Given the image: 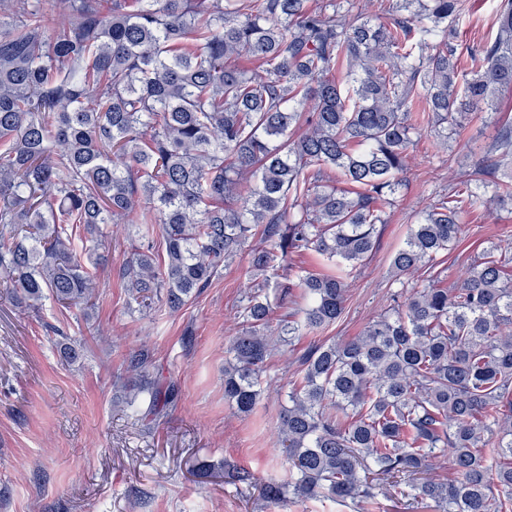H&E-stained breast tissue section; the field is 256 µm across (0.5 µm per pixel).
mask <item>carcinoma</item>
<instances>
[{
  "mask_svg": "<svg viewBox=\"0 0 512 512\" xmlns=\"http://www.w3.org/2000/svg\"><path fill=\"white\" fill-rule=\"evenodd\" d=\"M389 24L355 0H0V275L39 309L89 305L109 260L103 224H136L162 256L132 250L130 300L181 309L255 235L256 289L231 340L224 398L243 415L262 398L272 352L341 316L349 270L376 248L425 101L437 137H460L512 91V0L458 67L464 0H396ZM346 80H336V73ZM512 156V122L488 148ZM470 181L428 207L392 257L399 274L457 243ZM337 260L304 289L303 322L274 320L268 273L290 253ZM485 257L448 288L429 280L363 334L310 348L278 428L291 474L278 503L325 495L358 508L377 476L436 512H512V279ZM127 404L161 421L179 401L148 355L129 360ZM343 414L337 418L328 409ZM451 453L454 477L414 482Z\"/></svg>",
  "mask_w": 512,
  "mask_h": 512,
  "instance_id": "carcinoma-1",
  "label": "carcinoma"
}]
</instances>
